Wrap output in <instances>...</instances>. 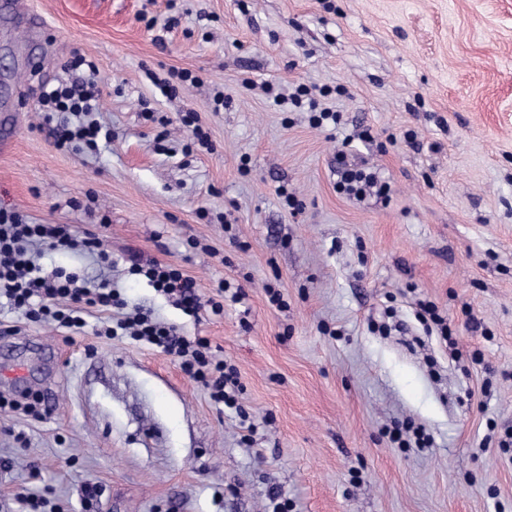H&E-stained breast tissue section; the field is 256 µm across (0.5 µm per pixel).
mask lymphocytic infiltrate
<instances>
[{"label":"lymphocytic infiltrate","instance_id":"obj_1","mask_svg":"<svg viewBox=\"0 0 512 512\" xmlns=\"http://www.w3.org/2000/svg\"><path fill=\"white\" fill-rule=\"evenodd\" d=\"M68 66L75 70L86 69L88 79L80 85H44L39 109L49 117L59 112L68 116L65 123L52 129L57 148L67 149L79 143L87 150H98L100 141L111 140L112 133L93 117L99 106L92 79L96 66L78 54L72 57ZM261 88L270 94L273 106L307 107L309 122L314 127H334L341 121L339 112L320 107L318 103L319 98L329 96V89H321L315 94L301 84L285 96L274 93L269 82H262ZM337 188L360 202L371 196L383 202L389 199L388 182L369 168L342 165ZM44 247L96 254L100 251L101 241L91 233L83 238L76 237L65 224H30L17 215L0 212V298H6L11 308L24 312L32 320L77 332L86 325L88 309L107 311L123 307L120 293L108 284L89 286L80 274L64 269L43 274L35 257ZM132 272L144 276L157 291L174 298L187 315L195 316L200 312L202 304L195 292V283L180 269L152 262L133 267ZM117 330L176 355L182 371L200 383L215 404L234 411L240 422H247L248 416L238 402L241 390L238 373L216 358L208 339H187L180 336L176 326L151 321L142 312L119 320L116 327H104L102 333L110 336Z\"/></svg>","mask_w":512,"mask_h":512}]
</instances>
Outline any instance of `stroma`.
I'll list each match as a JSON object with an SVG mask.
<instances>
[{"instance_id": "1", "label": "stroma", "mask_w": 512, "mask_h": 512, "mask_svg": "<svg viewBox=\"0 0 512 512\" xmlns=\"http://www.w3.org/2000/svg\"><path fill=\"white\" fill-rule=\"evenodd\" d=\"M168 1L25 0L32 34L0 0V115L18 119L0 210L100 233L110 262L47 249L44 272L77 270L207 338L256 431L243 442L175 356L99 335L118 311L75 333L2 302L0 395H43L48 413L0 410V512L23 494L53 512H269L273 491L284 512H512L496 443L512 426V0ZM76 52L112 132L95 152L57 150L37 110L42 84L74 81ZM173 69L199 84L163 94ZM261 81L343 87L324 101L340 125L273 106ZM190 112L214 152L191 148ZM341 152L389 179V203L337 191ZM150 260L201 300L223 280L246 296L188 316L131 274ZM421 300L459 357L426 333ZM406 420L431 447L390 443ZM418 306L420 309L418 315L422 322L424 323V325L427 327V330L431 332L435 330L437 336H441V338L446 343H448L449 346H455V342L451 338V330L448 327V324L445 323L443 318L437 314L435 306L427 302H419Z\"/></svg>"}]
</instances>
